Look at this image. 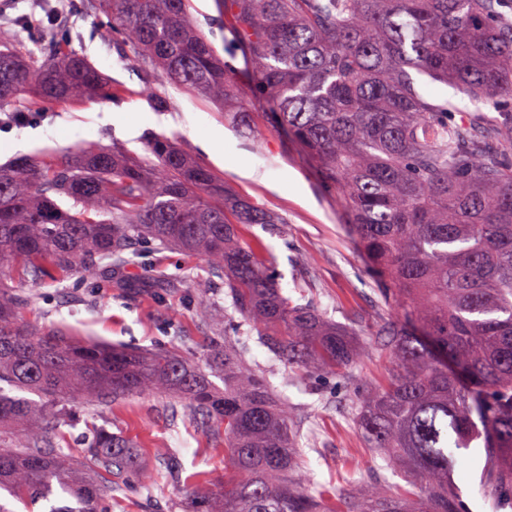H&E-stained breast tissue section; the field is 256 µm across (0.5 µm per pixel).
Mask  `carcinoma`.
Returning a JSON list of instances; mask_svg holds the SVG:
<instances>
[{
    "instance_id": "carcinoma-1",
    "label": "carcinoma",
    "mask_w": 512,
    "mask_h": 512,
    "mask_svg": "<svg viewBox=\"0 0 512 512\" xmlns=\"http://www.w3.org/2000/svg\"><path fill=\"white\" fill-rule=\"evenodd\" d=\"M500 2L216 0L250 46L247 69L277 129L336 189L393 311L365 341L283 292L237 231L278 220L228 197L223 179L166 137L145 159L87 146L0 166V512H14L12 499L42 512H111L112 493L150 492L138 450L98 423L101 408L140 394L223 429L234 478L200 491L199 512H466L448 473L479 440L484 497L512 501V22ZM76 7L94 12L99 35L127 49L145 79L234 106L237 70L188 0ZM42 9L16 20L42 55L0 31V112L24 114L25 97L107 95L104 75L56 29L55 5ZM423 77L461 93L474 107L468 120L448 122V100L426 96ZM142 240L202 254L223 280L229 306L205 311L204 364L173 345L81 342L23 320L36 296L9 285L11 272L97 284ZM244 325L273 359L311 373L348 370L378 344L387 377L361 383L351 418L408 488L354 480L350 494L324 499L296 442L301 408L250 363ZM59 422L89 426L79 458L48 437Z\"/></svg>"
}]
</instances>
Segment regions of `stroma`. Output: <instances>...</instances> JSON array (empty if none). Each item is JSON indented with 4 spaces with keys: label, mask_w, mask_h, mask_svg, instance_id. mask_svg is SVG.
<instances>
[{
    "label": "stroma",
    "mask_w": 512,
    "mask_h": 512,
    "mask_svg": "<svg viewBox=\"0 0 512 512\" xmlns=\"http://www.w3.org/2000/svg\"><path fill=\"white\" fill-rule=\"evenodd\" d=\"M191 11L226 62L240 74L235 97L246 104L244 116L220 109L164 79H143L126 53L97 33L93 15L62 11L65 29L76 50L108 78L112 95L102 101L45 105L29 122L0 128V165L17 158L12 140L25 138L29 155L64 157L79 145L117 147L144 157L152 139L163 134L189 149L224 180L226 190L277 214L276 224H242L240 239L265 258L284 292L294 301L311 303L328 318L376 332L389 315L378 285L345 230V216L334 190L321 181L307 155L276 127L253 83L229 19L215 0H191ZM205 257L176 250L141 249L137 263L121 277L150 282L146 292L103 282L91 287L79 277L49 282L38 289L24 319L77 339L135 348H155L181 337L186 353L204 354L199 312L224 301L220 281H208ZM249 359L268 373L292 403L304 405L298 444L318 485L349 489L350 479H373L378 461L366 448L349 414L348 404L364 381H378L386 363L374 348L341 375L309 377L272 361L266 349L251 343ZM113 431L122 433L143 455L150 469L173 458L175 476L158 482L152 498L166 512H182L201 486L223 489L232 472L224 450L211 432L185 407L171 408L166 398L142 395L112 405ZM485 452L475 446L464 468L450 482L467 512H493L482 493Z\"/></svg>",
    "instance_id": "35a3bbf8"
}]
</instances>
